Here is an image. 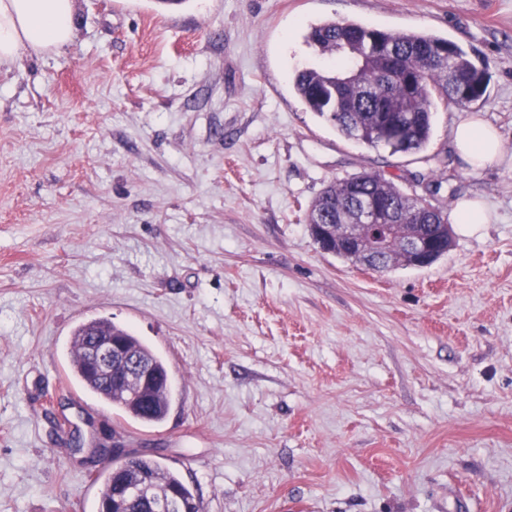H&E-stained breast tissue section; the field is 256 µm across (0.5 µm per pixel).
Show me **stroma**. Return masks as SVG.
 Wrapping results in <instances>:
<instances>
[{"label":"stroma","instance_id":"obj_1","mask_svg":"<svg viewBox=\"0 0 512 512\" xmlns=\"http://www.w3.org/2000/svg\"><path fill=\"white\" fill-rule=\"evenodd\" d=\"M58 51L0 67V512H97L104 436L158 448L199 512H512V166L463 169L477 113L512 153V0H73ZM448 38L484 102L439 107L425 154L341 137L294 74L311 25ZM464 196L447 254L378 272L324 252L323 187L376 171ZM108 317L167 364L164 421L77 383L74 326ZM83 437L72 452L54 423ZM454 220L455 224H490L493 212L482 199L465 196L456 202Z\"/></svg>","mask_w":512,"mask_h":512}]
</instances>
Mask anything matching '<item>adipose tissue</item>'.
Segmentation results:
<instances>
[{"mask_svg": "<svg viewBox=\"0 0 512 512\" xmlns=\"http://www.w3.org/2000/svg\"><path fill=\"white\" fill-rule=\"evenodd\" d=\"M72 0H0V63L21 51L45 53L63 47L72 34ZM457 158L480 170L506 159L499 129L472 114L456 122L450 133Z\"/></svg>", "mask_w": 512, "mask_h": 512, "instance_id": "ef3b65f1", "label": "adipose tissue"}]
</instances>
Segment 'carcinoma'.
I'll return each mask as SVG.
<instances>
[{"label":"carcinoma","instance_id":"1","mask_svg":"<svg viewBox=\"0 0 512 512\" xmlns=\"http://www.w3.org/2000/svg\"><path fill=\"white\" fill-rule=\"evenodd\" d=\"M307 44L330 60L324 69L296 72L293 89L302 103L325 118L345 138L392 153H417L429 142L433 114L438 105L466 107L485 98L487 68L477 66L458 44L426 32H393L369 28L351 21H325L310 27ZM359 65L358 80L347 81L340 73L352 61ZM371 198L398 214L419 204L418 196L400 191L377 172H365L328 183L312 202L308 223L359 224L354 209ZM448 223L442 211L428 214L414 227L448 243ZM407 231L395 232L388 242L384 268L412 266L406 247ZM112 335L148 366L158 382L140 390L113 388L87 365L88 342L94 334ZM71 373L78 384L112 408L143 425L162 422L171 401V384L165 360L131 331L107 318H93L75 326L70 347ZM155 474L157 493L176 492L190 506L196 502L180 475L151 458L129 465L111 460L103 486L117 481L133 483L138 472Z\"/></svg>","mask_w":512,"mask_h":512}]
</instances>
